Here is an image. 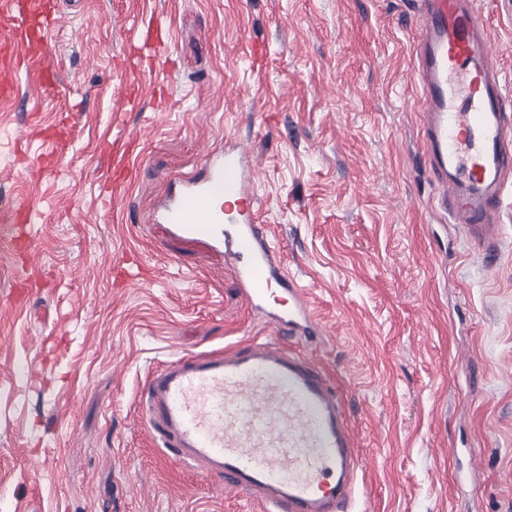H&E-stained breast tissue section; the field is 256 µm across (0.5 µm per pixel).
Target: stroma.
Instances as JSON below:
<instances>
[{"label": "stroma", "mask_w": 512, "mask_h": 512, "mask_svg": "<svg viewBox=\"0 0 512 512\" xmlns=\"http://www.w3.org/2000/svg\"><path fill=\"white\" fill-rule=\"evenodd\" d=\"M55 3L0 100V512H263L175 460L144 395L266 341L341 393L346 512H512V207L491 261L435 206L413 0ZM483 10L512 87V0ZM236 145L320 346L252 313L223 245L155 221Z\"/></svg>", "instance_id": "stroma-1"}]
</instances>
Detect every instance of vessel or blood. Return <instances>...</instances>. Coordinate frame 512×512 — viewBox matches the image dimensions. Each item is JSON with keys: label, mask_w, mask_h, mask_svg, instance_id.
<instances>
[{"label": "vessel or blood", "mask_w": 512, "mask_h": 512, "mask_svg": "<svg viewBox=\"0 0 512 512\" xmlns=\"http://www.w3.org/2000/svg\"><path fill=\"white\" fill-rule=\"evenodd\" d=\"M415 2L422 30L415 83L424 147L443 184L438 203L468 246L495 257L512 184L505 110L512 94L492 64L480 0ZM44 9V0H0V52H14L26 16ZM256 207L245 156L232 148L204 178L184 181L162 219L187 234L223 235L252 311L283 333L316 338L322 325L303 287L276 271ZM275 289L287 295V307H269ZM146 404L150 427L174 455L207 463L228 487L260 494L265 512H337L351 494L358 451L338 394L310 364L273 344L181 359L150 380Z\"/></svg>", "instance_id": "obj_1"}]
</instances>
